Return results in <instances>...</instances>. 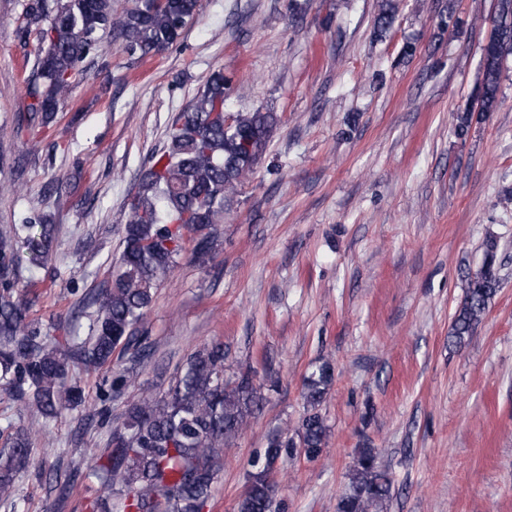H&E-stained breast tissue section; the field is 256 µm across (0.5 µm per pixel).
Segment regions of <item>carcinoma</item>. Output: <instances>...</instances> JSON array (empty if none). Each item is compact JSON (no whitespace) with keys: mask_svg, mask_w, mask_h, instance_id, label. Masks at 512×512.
I'll return each mask as SVG.
<instances>
[{"mask_svg":"<svg viewBox=\"0 0 512 512\" xmlns=\"http://www.w3.org/2000/svg\"><path fill=\"white\" fill-rule=\"evenodd\" d=\"M199 10L200 0H127L121 10L112 0H27L17 37L26 46L36 36L37 55L31 102L17 131L56 121L74 90L72 77L86 60L99 59L101 68L109 67L100 33L112 32L123 53L143 59L172 46ZM394 12L384 0L376 28H389ZM511 54L512 0H496L491 36L482 46L477 107L455 114L458 137L497 109L503 62ZM225 98L224 72L217 70L176 114L164 149L148 159L128 204L108 285L91 301L89 336L61 341L50 335L32 316L34 299L18 287L23 261L34 266L51 261L57 226L34 211L0 232V388L25 403L36 423L33 429L9 421L0 430V501H14L32 465L34 434L84 402L72 370L110 366L117 350L146 357L151 346L139 327L156 288L181 260L203 262L212 252L226 203L253 174L279 123L275 112H237L227 126ZM501 284L498 244L489 238L452 318L448 341L453 346L464 347L476 333ZM225 357L224 343L207 345L187 358L163 394L127 406L92 468L112 497L111 512H202L224 469V450L235 445L262 409L265 391L275 387L251 371L224 378ZM133 377L131 368L112 371L100 400H114ZM334 382L335 368L328 361L304 376L299 425L292 434L274 430L267 435L263 453L250 463L236 512H279L274 465L321 457L330 436L322 407ZM346 478L336 512H387L393 480L376 449H358Z\"/></svg>","mask_w":512,"mask_h":512,"instance_id":"obj_1","label":"carcinoma"}]
</instances>
